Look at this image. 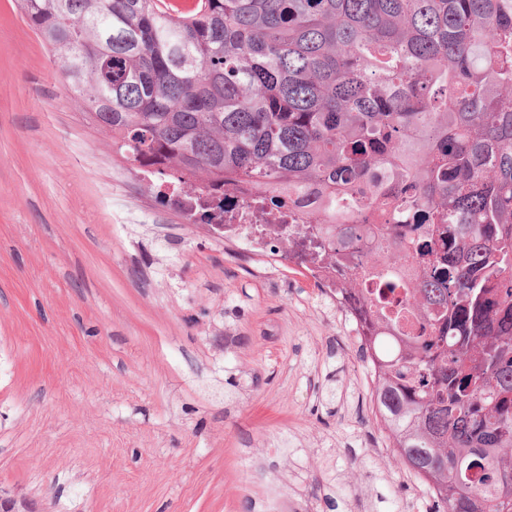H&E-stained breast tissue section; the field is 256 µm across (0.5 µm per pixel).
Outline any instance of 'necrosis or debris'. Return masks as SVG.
Segmentation results:
<instances>
[{
	"mask_svg": "<svg viewBox=\"0 0 512 512\" xmlns=\"http://www.w3.org/2000/svg\"><path fill=\"white\" fill-rule=\"evenodd\" d=\"M181 209L186 223H200L211 214L209 230L216 239L229 244V261L249 259L271 270L288 264L301 267L327 301L336 299L337 280L347 278V267L324 265L321 252L309 246L317 229L306 222V210L297 206L272 208L257 201L248 185L224 195L223 212H215L211 191L187 187Z\"/></svg>",
	"mask_w": 512,
	"mask_h": 512,
	"instance_id": "necrosis-or-debris-1",
	"label": "necrosis or debris"
}]
</instances>
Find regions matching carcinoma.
<instances>
[{"instance_id": "obj_1", "label": "carcinoma", "mask_w": 512, "mask_h": 512, "mask_svg": "<svg viewBox=\"0 0 512 512\" xmlns=\"http://www.w3.org/2000/svg\"><path fill=\"white\" fill-rule=\"evenodd\" d=\"M135 171L307 197L435 512H512V0H15ZM381 173L360 205L357 184ZM415 225L362 248L368 221ZM375 287L367 289L364 283ZM427 322L417 334L410 317Z\"/></svg>"}]
</instances>
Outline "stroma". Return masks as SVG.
I'll use <instances>...</instances> for the list:
<instances>
[{"instance_id":"obj_1","label":"stroma","mask_w":512,"mask_h":512,"mask_svg":"<svg viewBox=\"0 0 512 512\" xmlns=\"http://www.w3.org/2000/svg\"><path fill=\"white\" fill-rule=\"evenodd\" d=\"M343 397L320 402L327 382ZM301 270L263 278L85 123L0 0V489L34 512H432Z\"/></svg>"}]
</instances>
